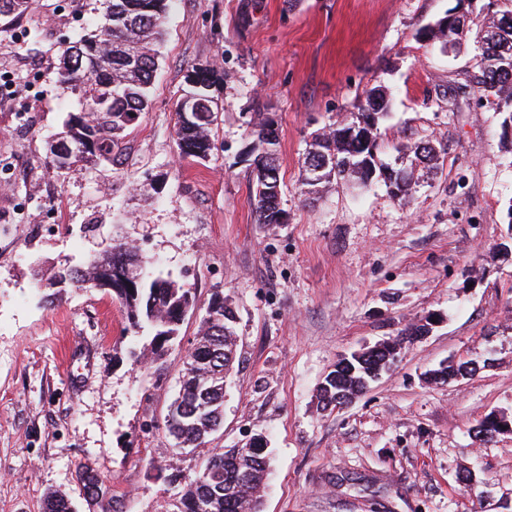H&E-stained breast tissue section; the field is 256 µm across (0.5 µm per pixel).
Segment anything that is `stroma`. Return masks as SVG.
<instances>
[{
    "label": "stroma",
    "instance_id": "obj_1",
    "mask_svg": "<svg viewBox=\"0 0 512 512\" xmlns=\"http://www.w3.org/2000/svg\"><path fill=\"white\" fill-rule=\"evenodd\" d=\"M457 0H173L150 105L114 165L58 172L47 143L79 99L61 84L64 40L103 0H34L0 23V512H166L158 471L198 470L164 429L201 311L222 291L237 313V357L214 447L269 440L263 512H512V137L481 97L471 53L449 55L429 26ZM214 72L220 107L205 162L180 154L176 106L191 71ZM384 83L393 107L379 157L432 140L440 168L409 199L383 183L301 193L316 129ZM279 134L282 224L250 205L253 131ZM194 289L197 312L158 360L103 290L46 283L99 254L102 236ZM54 302H46L47 293ZM396 365L346 408L322 411L336 362L399 336ZM469 360L472 377L428 376ZM472 472L462 483L460 476Z\"/></svg>",
    "mask_w": 512,
    "mask_h": 512
}]
</instances>
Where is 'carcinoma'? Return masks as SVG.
I'll use <instances>...</instances> for the list:
<instances>
[{
	"label": "carcinoma",
	"mask_w": 512,
	"mask_h": 512,
	"mask_svg": "<svg viewBox=\"0 0 512 512\" xmlns=\"http://www.w3.org/2000/svg\"><path fill=\"white\" fill-rule=\"evenodd\" d=\"M171 0H105L104 12L91 33L63 47L59 76L62 84L77 94L81 111L69 112L62 129L49 144V163L56 157L88 149L79 159L82 166L115 163L125 139L148 106L149 90L159 66L158 44ZM32 0H0V20L22 17ZM463 0L439 18L430 33L442 44L455 36V52L473 53L479 70V88L493 97L495 111L503 116L502 127L512 129V0H496L497 10L480 23L461 19ZM391 110L387 87L379 84L365 91V101L354 111L313 134L311 149L302 168L301 190L318 195L331 181L365 187L378 173L383 181L400 183L408 197L420 181L438 169L440 150L431 141L396 148V163H377L380 122ZM218 107L209 93L191 116L177 113L175 135L182 154L206 160L214 148L212 132ZM363 127L362 137L349 135L351 126ZM261 145L254 159L251 204L258 224H281L284 210L273 202L281 193L278 133L264 122L253 131ZM98 278L112 280V299L122 307L126 330L147 332L151 352L163 356L185 319L186 308L195 309L196 296L148 268L137 251L123 243L87 262L66 263L51 284L64 282L74 288H90ZM236 316L224 295L210 297L201 320L200 339L191 349L181 370L178 397L171 403L166 420L169 435L184 448H204L224 427L226 378L235 361ZM401 340L375 346L368 353L351 355L336 364L328 382L331 398L339 392L354 393L375 381L398 355ZM477 367L469 361L445 366L433 380L445 382ZM267 439L257 438L251 451L237 455L230 449L207 452L199 471L187 478L173 470L163 475L169 486L179 489L173 512H261V489L270 471Z\"/></svg>",
	"instance_id": "obj_1"
}]
</instances>
